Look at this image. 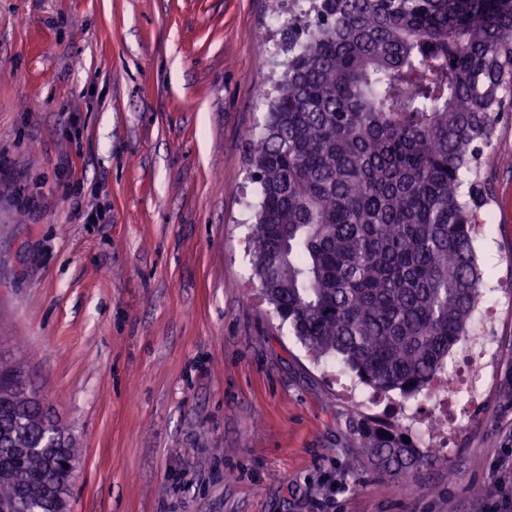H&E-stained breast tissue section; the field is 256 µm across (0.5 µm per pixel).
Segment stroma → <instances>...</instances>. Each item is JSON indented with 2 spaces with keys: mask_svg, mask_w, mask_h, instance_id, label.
<instances>
[{
  "mask_svg": "<svg viewBox=\"0 0 512 512\" xmlns=\"http://www.w3.org/2000/svg\"><path fill=\"white\" fill-rule=\"evenodd\" d=\"M272 13L0 0V361L75 439L69 512H488L512 497V120L477 240L500 290L492 374L447 467L404 492L355 458L346 417L371 406L252 275L247 133L256 86L279 78Z\"/></svg>",
  "mask_w": 512,
  "mask_h": 512,
  "instance_id": "35a3bbf8",
  "label": "stroma"
}]
</instances>
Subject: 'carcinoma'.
<instances>
[{
  "label": "carcinoma",
  "mask_w": 512,
  "mask_h": 512,
  "mask_svg": "<svg viewBox=\"0 0 512 512\" xmlns=\"http://www.w3.org/2000/svg\"><path fill=\"white\" fill-rule=\"evenodd\" d=\"M285 40L248 175L254 277L316 358L402 406L435 382L482 294L478 178L512 94V0H312L305 39ZM347 431L388 482L448 464L379 416L355 411ZM75 460L0 362V512L68 485Z\"/></svg>",
  "instance_id": "carcinoma-1"
}]
</instances>
